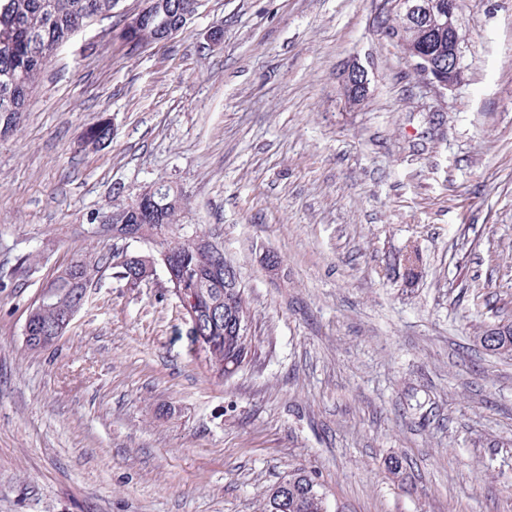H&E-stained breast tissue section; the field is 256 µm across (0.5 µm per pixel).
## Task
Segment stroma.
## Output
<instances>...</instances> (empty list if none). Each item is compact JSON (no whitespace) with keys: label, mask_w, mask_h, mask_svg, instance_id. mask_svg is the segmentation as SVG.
I'll return each instance as SVG.
<instances>
[{"label":"stroma","mask_w":512,"mask_h":512,"mask_svg":"<svg viewBox=\"0 0 512 512\" xmlns=\"http://www.w3.org/2000/svg\"><path fill=\"white\" fill-rule=\"evenodd\" d=\"M144 5L60 46L0 136V512H263L299 468L325 512H512V357L479 343L512 321V0H469L442 94L382 0H204L132 53ZM101 118L110 140L83 145ZM154 183L239 272L258 354L231 379L193 355L161 269L103 270L51 347L24 342L72 258L113 252L90 213ZM368 85V71L366 67L358 60H352L341 77V90L344 96H354L348 100L353 102V104L360 103L365 99V96L355 95L367 94Z\"/></svg>","instance_id":"stroma-1"}]
</instances>
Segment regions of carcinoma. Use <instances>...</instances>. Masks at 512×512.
Returning <instances> with one entry per match:
<instances>
[{"mask_svg": "<svg viewBox=\"0 0 512 512\" xmlns=\"http://www.w3.org/2000/svg\"><path fill=\"white\" fill-rule=\"evenodd\" d=\"M190 0H165V11H151L139 34L127 40L130 49L136 50L150 43L174 24L179 11ZM117 5L116 0H0V133L17 129L27 101L47 65V61L31 50L36 39L44 44L61 46L74 35L78 19L85 14L95 18L110 17ZM378 24L386 35L398 37L397 45L410 56L420 47L430 54L448 56V32L426 33L408 26L405 15L397 10L383 12L377 16ZM111 136L110 127L98 122L85 131L86 142L100 144ZM182 207V198L173 190L168 195H155L148 201V219L131 218L132 231L144 239L164 235L165 239L178 241L180 264L177 275L185 287L191 289L196 305L192 306L197 319L208 323L210 306L214 311L215 324L207 333L202 361L216 378L223 379L232 369L241 364L242 355H256L254 338L244 339L235 334L229 322L243 320L252 322L246 300L239 299L230 304L224 301V273L211 271L212 253L217 245L200 234L179 233L177 216ZM93 266L98 270L113 266L112 255H80L74 259L48 286L52 293L51 303L33 304L29 316L40 333L31 337L28 346L33 349L50 347L54 341L43 340L53 332L58 317L72 309V300L78 292L85 291L82 269ZM288 481V510L286 512H324L323 494L319 486L303 469H297L286 478Z\"/></svg>", "mask_w": 512, "mask_h": 512, "instance_id": "carcinoma-1", "label": "carcinoma"}]
</instances>
